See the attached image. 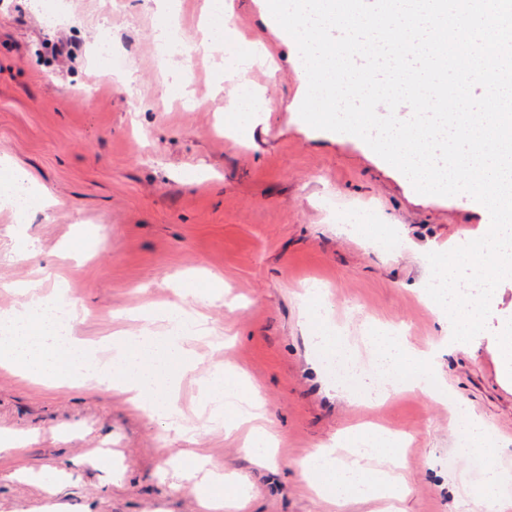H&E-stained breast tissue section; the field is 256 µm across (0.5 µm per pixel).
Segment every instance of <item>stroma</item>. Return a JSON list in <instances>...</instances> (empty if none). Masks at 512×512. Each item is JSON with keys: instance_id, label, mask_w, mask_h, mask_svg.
I'll return each instance as SVG.
<instances>
[{"instance_id": "1", "label": "stroma", "mask_w": 512, "mask_h": 512, "mask_svg": "<svg viewBox=\"0 0 512 512\" xmlns=\"http://www.w3.org/2000/svg\"><path fill=\"white\" fill-rule=\"evenodd\" d=\"M207 2L61 0L48 17L41 0H0V158L29 173L36 199L25 224L0 211V310L21 303L16 283L52 268L46 294L77 302V334L101 356L106 341L139 335L134 312L180 304L186 279L223 283L221 299L187 308L204 327L177 400L194 434L110 386L48 387L0 369V431L28 439L0 453V512H202L194 485L210 472L245 492V512H481L454 409L375 377L366 343L382 328L430 354L437 380L486 428L512 512V365L501 347L512 278L464 349L449 344L426 298L427 253L480 237L481 214L457 195H418L359 137L302 122L305 69L263 0H226L224 43H194L158 65L168 8L192 34ZM105 27L133 72L114 73L95 54ZM60 38L77 54H53ZM249 49L247 88L264 110L243 126L226 58ZM372 224L387 225L400 248L379 247ZM80 233L86 252L69 256ZM25 238L35 255L22 254ZM313 284L346 340L354 383L333 379L309 339ZM218 363L255 386L262 405L229 433L208 386ZM360 424L406 434L398 464L367 462L398 493L339 505L299 465L316 449L347 447ZM258 426L276 437L267 463L243 451Z\"/></svg>"}]
</instances>
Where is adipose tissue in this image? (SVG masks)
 I'll return each instance as SVG.
<instances>
[{"label":"adipose tissue","instance_id":"obj_1","mask_svg":"<svg viewBox=\"0 0 512 512\" xmlns=\"http://www.w3.org/2000/svg\"><path fill=\"white\" fill-rule=\"evenodd\" d=\"M369 344L374 366L380 374L404 377L405 390L427 392L435 400H447V393L437 387L435 377L430 375L424 355L412 353L400 338L385 333L370 337ZM210 386L212 391L224 396L225 426H232L259 403L257 389L243 385L223 366L214 367ZM350 441V463L337 464L335 449L322 448L312 453L302 465L303 474L311 480L316 491L336 502L366 496L384 487V475L369 469L365 461L373 456L397 459L403 443L399 435L368 427L353 430Z\"/></svg>","mask_w":512,"mask_h":512}]
</instances>
